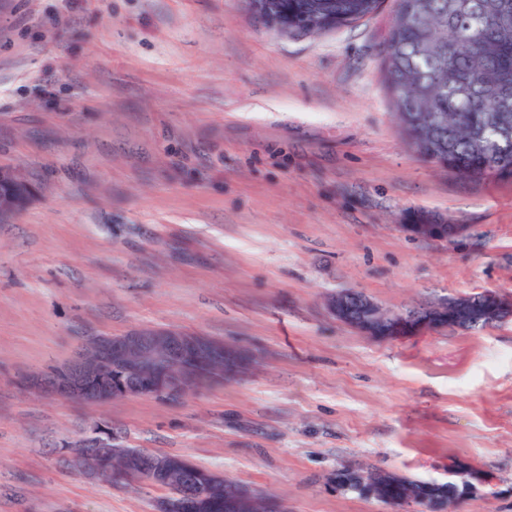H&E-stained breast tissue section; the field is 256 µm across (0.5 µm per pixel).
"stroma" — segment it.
Instances as JSON below:
<instances>
[{"instance_id": "obj_1", "label": "stroma", "mask_w": 512, "mask_h": 512, "mask_svg": "<svg viewBox=\"0 0 512 512\" xmlns=\"http://www.w3.org/2000/svg\"><path fill=\"white\" fill-rule=\"evenodd\" d=\"M395 7L286 35L245 0H0V168L33 188L0 218V512H160L166 489L62 460L107 433L288 512H395L345 468L472 476L451 512H512V319L376 338L329 306L512 295V180L412 148L383 71ZM150 331L252 362L175 401L27 385Z\"/></svg>"}]
</instances>
